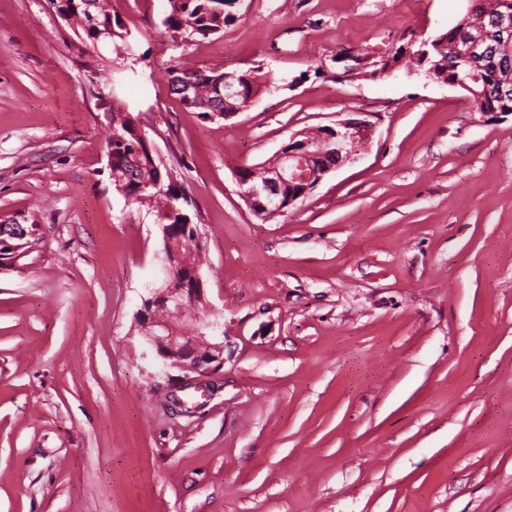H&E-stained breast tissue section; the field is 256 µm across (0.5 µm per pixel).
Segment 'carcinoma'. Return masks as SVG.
<instances>
[{
  "mask_svg": "<svg viewBox=\"0 0 512 512\" xmlns=\"http://www.w3.org/2000/svg\"><path fill=\"white\" fill-rule=\"evenodd\" d=\"M169 12L163 25L172 33L183 35L185 42L208 39L224 31V26L235 20L237 0H168ZM512 9V0H487L465 12L457 23L443 33L448 44V56L436 53L424 65V69L435 68L448 72V82L462 79L468 85L466 92L472 97L479 112H512V97L504 100L497 92L498 76L512 72V60L501 55L486 57L475 66L459 67L453 58V45L467 37L480 36L490 30L489 21L493 14L503 7ZM74 33L84 46L98 47L101 39L97 37L95 27H74ZM408 51H399L392 59L384 61L371 72L372 76L387 77V73L408 53L412 56L418 52L417 45L407 44ZM175 80H185L199 89V95L192 101L181 100L182 105L208 119L211 106L218 103L217 85L224 79V70L213 67L174 68ZM240 82L247 95H257L270 87L272 77L256 67L239 73ZM137 118L129 112L112 111V131H118L127 138L126 144L116 143L114 148L122 152L121 164L114 167L120 175L128 176V192L125 198L138 209H147L155 214L158 224H187L189 216L184 213L182 205L188 203L185 190L178 179V171L172 165H166L150 152L148 143L135 136Z\"/></svg>",
  "mask_w": 512,
  "mask_h": 512,
  "instance_id": "carcinoma-1",
  "label": "carcinoma"
}]
</instances>
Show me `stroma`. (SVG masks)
Segmentation results:
<instances>
[{
    "label": "stroma",
    "instance_id": "stroma-1",
    "mask_svg": "<svg viewBox=\"0 0 512 512\" xmlns=\"http://www.w3.org/2000/svg\"><path fill=\"white\" fill-rule=\"evenodd\" d=\"M464 0H240L174 42L168 0H112L134 76L98 95L48 0H0V512H512V112L373 76ZM274 76L210 120L176 63ZM139 114L206 254L185 332L224 367L171 403L138 327L162 233L113 188V111ZM347 118L357 162L262 221L234 173ZM31 232L22 224H0V248L18 249L25 243L12 244L11 241L21 242L31 236ZM2 244V245H1Z\"/></svg>",
    "mask_w": 512,
    "mask_h": 512
}]
</instances>
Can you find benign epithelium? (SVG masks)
Segmentation results:
<instances>
[{
    "mask_svg": "<svg viewBox=\"0 0 512 512\" xmlns=\"http://www.w3.org/2000/svg\"><path fill=\"white\" fill-rule=\"evenodd\" d=\"M492 41L477 39L455 47L458 65L468 64L483 51L512 53V10L498 12L493 23ZM224 109H217L213 116L226 118L250 107L256 101L251 97L243 102L234 72L224 74ZM374 135V128L359 119L342 120L326 126L321 137L302 141L299 151L280 152L278 165L268 168L260 180L253 182L240 193L247 206L274 209L282 213L290 206L291 199L284 197L285 188L301 186V194L310 192L329 173L355 162L362 149ZM164 250L162 260L168 272L164 283L149 291L142 299L140 327L146 341L155 352L164 370L182 373L180 389L195 384L193 375L217 374L224 367V342L209 341L205 335L189 337L176 329L171 319L179 316L201 300L203 277L197 266H188L182 258V239L170 235L169 226L161 225ZM31 232L21 224H0V245L11 249L22 247L21 241Z\"/></svg>",
    "mask_w": 512,
    "mask_h": 512,
    "instance_id": "7a95c632",
    "label": "benign epithelium"
}]
</instances>
